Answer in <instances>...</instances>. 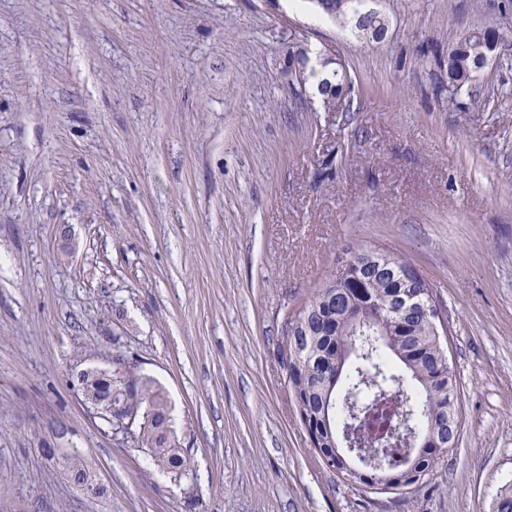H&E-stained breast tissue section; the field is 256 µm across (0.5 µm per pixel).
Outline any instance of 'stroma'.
Instances as JSON below:
<instances>
[{"label": "stroma", "instance_id": "stroma-1", "mask_svg": "<svg viewBox=\"0 0 512 512\" xmlns=\"http://www.w3.org/2000/svg\"><path fill=\"white\" fill-rule=\"evenodd\" d=\"M384 41L286 0H0V512H492L512 480V0H371ZM503 34L471 97L439 61ZM332 48L351 122L285 73ZM448 322L460 437L409 500L317 459L279 349L353 247ZM163 389L185 476L80 372ZM79 455L102 485L70 478ZM290 55L306 56L308 58L309 66L306 69L304 76H303V80L305 83L307 80V75L314 77L315 72H316V67L318 65L311 63V59L308 56L307 49L304 47L303 41L296 40V41L292 42V44L288 45V57H290ZM288 57L286 60L285 72L287 75H288V73H290L291 75L295 76V78L297 80H299V77L301 76L302 71H303L304 60L302 59V57L292 58V59L291 58L288 59Z\"/></svg>", "mask_w": 512, "mask_h": 512}]
</instances>
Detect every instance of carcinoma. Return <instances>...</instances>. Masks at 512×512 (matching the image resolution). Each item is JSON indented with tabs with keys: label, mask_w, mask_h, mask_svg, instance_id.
Returning <instances> with one entry per match:
<instances>
[{
	"label": "carcinoma",
	"mask_w": 512,
	"mask_h": 512,
	"mask_svg": "<svg viewBox=\"0 0 512 512\" xmlns=\"http://www.w3.org/2000/svg\"><path fill=\"white\" fill-rule=\"evenodd\" d=\"M333 20L349 18L366 41L358 15L366 13L365 0H335ZM486 44L475 29L448 49V91L452 96H472L471 86L483 69ZM322 59L326 74L318 83L324 110L336 107L331 85L351 83L342 66ZM311 63L305 74L313 76ZM352 266H341L317 288L294 320L288 322L280 354L287 371L296 412L312 448L330 470L348 482L393 494L401 500L431 480L448 451L457 445L458 385L448 363V347L428 318L418 311L402 318L395 314L404 304L394 277L384 272L387 263L409 264L374 250L353 249ZM351 318L373 321L379 336L346 335ZM355 342L360 351L349 361L345 344ZM81 392L90 401L112 395V403L136 407L142 423L136 435L154 464L175 477L186 474L189 464L180 453L169 416L167 399L154 380L116 367L101 375L97 369L81 373ZM417 433H432L434 440L409 456L412 439L406 424ZM75 483L87 486L91 476L81 459H69ZM494 512H512V482L504 484L494 501Z\"/></svg>",
	"instance_id": "cac0c4a2"
}]
</instances>
